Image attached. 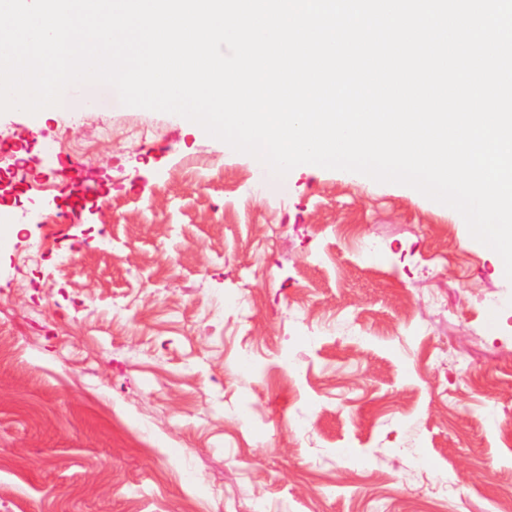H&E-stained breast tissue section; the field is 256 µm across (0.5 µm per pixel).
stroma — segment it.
Here are the masks:
<instances>
[{"instance_id": "1", "label": "stroma", "mask_w": 512, "mask_h": 512, "mask_svg": "<svg viewBox=\"0 0 512 512\" xmlns=\"http://www.w3.org/2000/svg\"><path fill=\"white\" fill-rule=\"evenodd\" d=\"M0 512H497L512 281L455 210L197 124L0 114ZM84 202L52 223L84 185Z\"/></svg>"}]
</instances>
